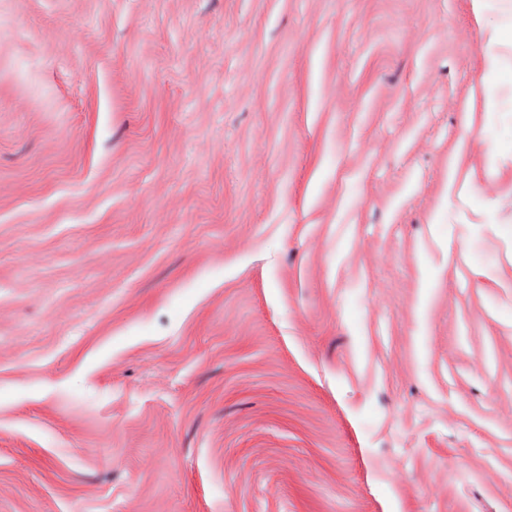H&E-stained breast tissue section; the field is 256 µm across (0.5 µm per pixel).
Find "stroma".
I'll return each instance as SVG.
<instances>
[{
	"instance_id": "1",
	"label": "stroma",
	"mask_w": 512,
	"mask_h": 512,
	"mask_svg": "<svg viewBox=\"0 0 512 512\" xmlns=\"http://www.w3.org/2000/svg\"><path fill=\"white\" fill-rule=\"evenodd\" d=\"M505 25L0 0V512H512Z\"/></svg>"
}]
</instances>
